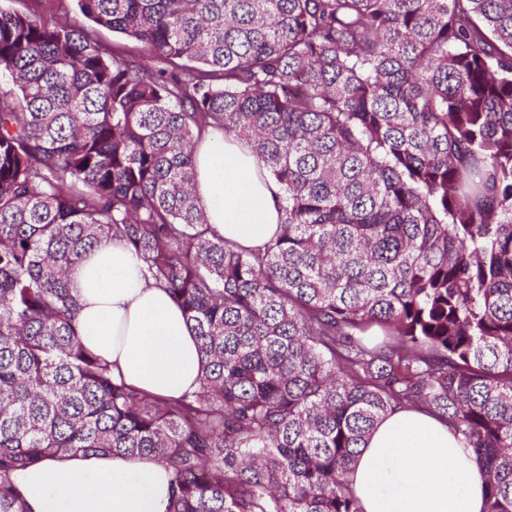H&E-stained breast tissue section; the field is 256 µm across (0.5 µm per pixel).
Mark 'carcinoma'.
I'll return each mask as SVG.
<instances>
[{"label":"carcinoma","instance_id":"carcinoma-1","mask_svg":"<svg viewBox=\"0 0 512 512\" xmlns=\"http://www.w3.org/2000/svg\"><path fill=\"white\" fill-rule=\"evenodd\" d=\"M78 5L145 54L0 10V512L16 471L96 451L157 457L169 512H362L349 476L399 407L512 512V0ZM208 130L281 185L259 248L194 194ZM112 239L184 312L196 391L83 344L71 273Z\"/></svg>","mask_w":512,"mask_h":512}]
</instances>
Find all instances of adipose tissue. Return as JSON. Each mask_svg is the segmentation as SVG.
<instances>
[{"label":"adipose tissue","instance_id":"obj_1","mask_svg":"<svg viewBox=\"0 0 512 512\" xmlns=\"http://www.w3.org/2000/svg\"><path fill=\"white\" fill-rule=\"evenodd\" d=\"M195 191L209 224L245 249L277 231L280 184L250 143L205 133L195 149ZM79 334L112 374L147 394L197 389L201 359L183 312L147 281L124 244L105 241L71 274ZM363 512H483L484 475L462 436L423 410L378 424L351 476ZM27 512H168L169 477L156 457L104 452L47 460L13 475Z\"/></svg>","mask_w":512,"mask_h":512}]
</instances>
